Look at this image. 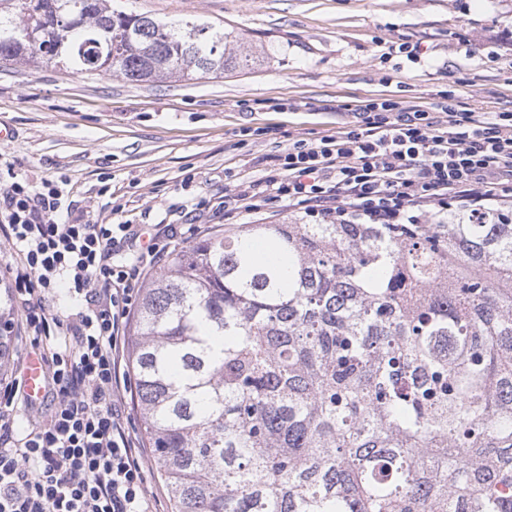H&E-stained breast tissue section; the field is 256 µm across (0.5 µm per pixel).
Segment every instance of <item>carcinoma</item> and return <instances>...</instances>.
I'll list each match as a JSON object with an SVG mask.
<instances>
[{
	"label": "carcinoma",
	"mask_w": 512,
	"mask_h": 512,
	"mask_svg": "<svg viewBox=\"0 0 512 512\" xmlns=\"http://www.w3.org/2000/svg\"><path fill=\"white\" fill-rule=\"evenodd\" d=\"M107 0H0V61L148 82L248 62ZM12 346L0 330V376ZM128 362L176 512H512V216L247 224L174 254Z\"/></svg>",
	"instance_id": "cac0c4a2"
}]
</instances>
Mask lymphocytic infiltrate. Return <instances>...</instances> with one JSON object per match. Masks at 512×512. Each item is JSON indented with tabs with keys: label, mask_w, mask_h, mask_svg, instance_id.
I'll list each match as a JSON object with an SVG mask.
<instances>
[{
	"label": "lymphocytic infiltrate",
	"mask_w": 512,
	"mask_h": 512,
	"mask_svg": "<svg viewBox=\"0 0 512 512\" xmlns=\"http://www.w3.org/2000/svg\"><path fill=\"white\" fill-rule=\"evenodd\" d=\"M351 114L319 143L279 155L265 193L195 196L190 231L218 207L259 212L266 197L340 224H444L452 206L512 201V111L479 112L451 92L427 106L381 96ZM0 236L15 250L6 272L31 346L64 341L45 375L54 410L44 425L18 431L17 410L33 405L22 377L0 380V512H152L121 351L137 295L175 242L172 225L141 245L131 225L64 215L55 186L14 180L0 190ZM62 289L77 311L56 308Z\"/></svg>",
	"instance_id": "obj_1"
}]
</instances>
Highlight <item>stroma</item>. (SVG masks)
<instances>
[{"label": "stroma", "mask_w": 512, "mask_h": 512, "mask_svg": "<svg viewBox=\"0 0 512 512\" xmlns=\"http://www.w3.org/2000/svg\"><path fill=\"white\" fill-rule=\"evenodd\" d=\"M117 2L161 21L215 23L237 35L232 53L258 61L140 83L0 63V170L52 183L92 222L155 224L193 196L265 181L295 140L318 143L347 107L381 95L423 104L452 87L476 110H512V0ZM403 42L420 44L426 61L390 53ZM303 218L276 201L216 215L204 230Z\"/></svg>", "instance_id": "1"}]
</instances>
